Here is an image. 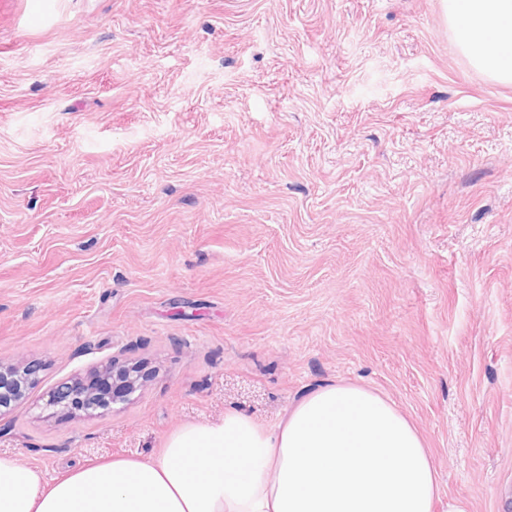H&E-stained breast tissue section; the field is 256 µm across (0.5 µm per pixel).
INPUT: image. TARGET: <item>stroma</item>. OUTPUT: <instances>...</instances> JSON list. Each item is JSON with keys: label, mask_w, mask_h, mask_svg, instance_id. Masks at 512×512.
Returning a JSON list of instances; mask_svg holds the SVG:
<instances>
[{"label": "stroma", "mask_w": 512, "mask_h": 512, "mask_svg": "<svg viewBox=\"0 0 512 512\" xmlns=\"http://www.w3.org/2000/svg\"><path fill=\"white\" fill-rule=\"evenodd\" d=\"M110 413L47 393L112 359ZM0 454L53 478L310 390L392 399L438 512H512V84L440 0H0ZM39 371V365L31 361L7 366L0 364V414L26 398L27 390L36 382ZM101 384L86 388L81 395L84 414L103 413L112 410V405L123 401L140 387V378L131 367H116L115 363L98 371Z\"/></svg>", "instance_id": "35a3bbf8"}]
</instances>
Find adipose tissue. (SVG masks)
Listing matches in <instances>:
<instances>
[{"mask_svg":"<svg viewBox=\"0 0 512 512\" xmlns=\"http://www.w3.org/2000/svg\"><path fill=\"white\" fill-rule=\"evenodd\" d=\"M470 64L512 83V0H441ZM437 470L388 397L315 388L271 427L230 410L183 425L151 456L53 479L0 454V512H434Z\"/></svg>","mask_w":512,"mask_h":512,"instance_id":"ef3b65f1","label":"adipose tissue"}]
</instances>
